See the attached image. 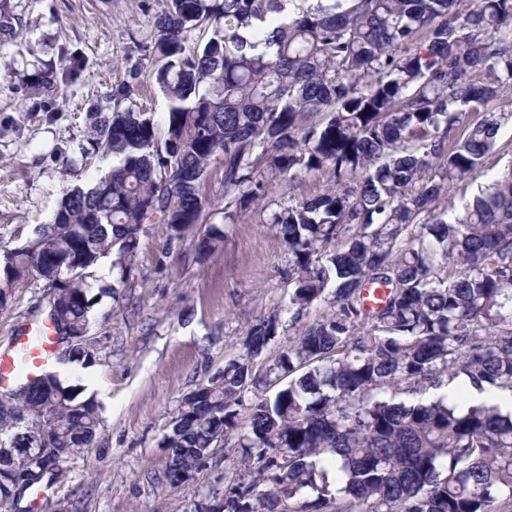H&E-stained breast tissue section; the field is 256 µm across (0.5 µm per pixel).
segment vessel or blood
Here are the masks:
<instances>
[{
    "instance_id": "vessel-or-blood-1",
    "label": "vessel or blood",
    "mask_w": 512,
    "mask_h": 512,
    "mask_svg": "<svg viewBox=\"0 0 512 512\" xmlns=\"http://www.w3.org/2000/svg\"><path fill=\"white\" fill-rule=\"evenodd\" d=\"M58 347L50 328L36 336H17L11 351L0 352V388L30 382L50 371Z\"/></svg>"
}]
</instances>
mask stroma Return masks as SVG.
Wrapping results in <instances>:
<instances>
[{"instance_id":"1","label":"stroma","mask_w":512,"mask_h":512,"mask_svg":"<svg viewBox=\"0 0 512 512\" xmlns=\"http://www.w3.org/2000/svg\"><path fill=\"white\" fill-rule=\"evenodd\" d=\"M20 18L19 42L0 43V245L15 247L48 223L62 192L90 185L111 158L85 159L87 111H112L113 90H135L127 104L163 123L166 99L150 52L154 17L165 0H5ZM80 62L47 104L13 81L16 73ZM512 169V121L505 123L476 178L457 184L446 201L455 216L487 184ZM201 224L181 238L167 225H143L127 275L104 257L90 281L93 363L70 371L99 405L93 445L75 454L50 487L44 512H219L224 487L239 471L235 440L221 441L185 483L166 478L160 441L182 401L225 361L243 352L248 327L287 307L293 291L288 249L266 214L224 221V163L213 160ZM223 238L207 255L198 244L211 225ZM37 276L13 287L0 311V350L36 322L47 296Z\"/></svg>"}]
</instances>
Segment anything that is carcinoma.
Returning <instances> with one entry per match:
<instances>
[{
	"label": "carcinoma",
	"mask_w": 512,
	"mask_h": 512,
	"mask_svg": "<svg viewBox=\"0 0 512 512\" xmlns=\"http://www.w3.org/2000/svg\"><path fill=\"white\" fill-rule=\"evenodd\" d=\"M208 36L188 46L192 30ZM164 135L137 109L86 113L112 168L63 193L25 244L0 248V310L36 272L55 291L59 361L88 366L89 279L99 260L131 269L143 224L180 238L201 223L210 162L224 159V221L266 187L327 169L333 187L270 211L291 256L290 323L324 290L329 310L269 368L254 360L279 312L251 325L245 354L190 394L162 444L175 473L234 434L242 458L224 512H498L512 501V171L449 221L451 187L480 171L512 89V0H166L155 17ZM19 22L0 8V42ZM54 99L56 73L16 76ZM480 117L471 120L470 114ZM431 171L428 177L422 173ZM369 285L384 287L376 307ZM87 341L74 350L71 339ZM288 383L254 397L268 376ZM459 380L491 397L464 409L427 393ZM60 374L0 395V505L49 487L101 425ZM40 423L17 426L22 412ZM48 449V465L27 449Z\"/></svg>",
	"instance_id": "obj_1"
}]
</instances>
